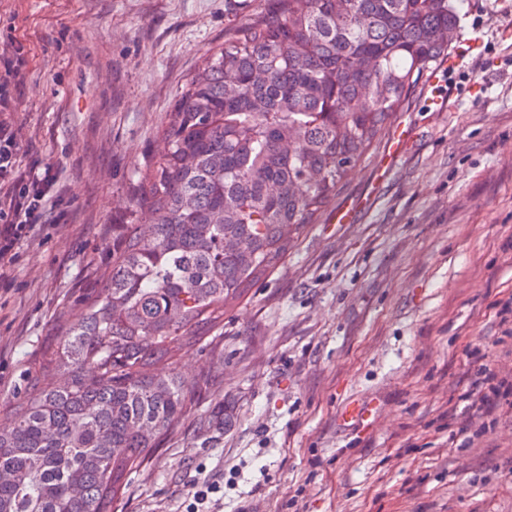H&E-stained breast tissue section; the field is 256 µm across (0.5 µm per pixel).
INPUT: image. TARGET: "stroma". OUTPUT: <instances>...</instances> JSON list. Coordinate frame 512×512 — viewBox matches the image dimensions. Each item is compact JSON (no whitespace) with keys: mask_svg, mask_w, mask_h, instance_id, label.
<instances>
[{"mask_svg":"<svg viewBox=\"0 0 512 512\" xmlns=\"http://www.w3.org/2000/svg\"><path fill=\"white\" fill-rule=\"evenodd\" d=\"M224 2L0 0V45L28 56L18 158L60 189L0 278V409L102 294L168 112L240 20ZM391 127L406 139L389 173L386 136L225 314L216 350L158 363L209 381L117 512H187L202 483L210 512H512V406L448 437L449 403L481 367L512 383V0H463L447 60ZM345 207L351 223H335ZM352 400L368 425L338 424ZM223 403L234 425L198 430Z\"/></svg>","mask_w":512,"mask_h":512,"instance_id":"stroma-1","label":"stroma"}]
</instances>
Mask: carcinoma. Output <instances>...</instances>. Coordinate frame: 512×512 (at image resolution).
I'll use <instances>...</instances> for the list:
<instances>
[{
	"mask_svg": "<svg viewBox=\"0 0 512 512\" xmlns=\"http://www.w3.org/2000/svg\"><path fill=\"white\" fill-rule=\"evenodd\" d=\"M224 35L186 80L139 173L104 293L0 411V512H112L132 471L194 414L208 381L154 361L224 328L422 77L448 56L456 0H276ZM218 408L205 430L227 429Z\"/></svg>",
	"mask_w": 512,
	"mask_h": 512,
	"instance_id": "obj_1",
	"label": "carcinoma"
}]
</instances>
